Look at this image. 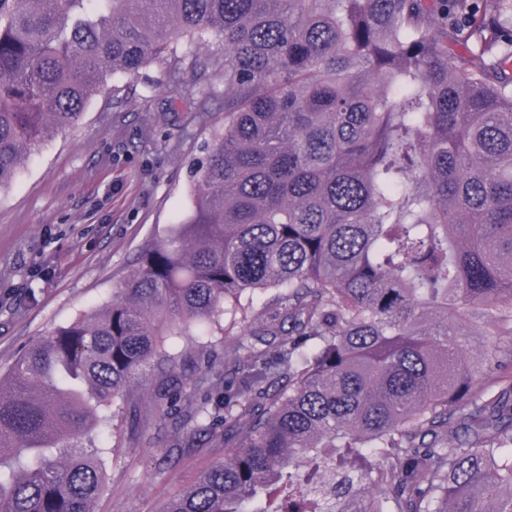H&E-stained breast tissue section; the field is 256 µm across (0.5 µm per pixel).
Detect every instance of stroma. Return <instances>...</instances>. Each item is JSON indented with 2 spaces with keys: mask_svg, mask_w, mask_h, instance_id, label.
<instances>
[{
  "mask_svg": "<svg viewBox=\"0 0 512 512\" xmlns=\"http://www.w3.org/2000/svg\"><path fill=\"white\" fill-rule=\"evenodd\" d=\"M121 102L104 90L79 124L26 159L0 190V372L21 351L79 313L111 301L140 252L183 218L190 168L224 126V78L159 65L137 81L115 76ZM249 328L173 340L182 354L175 380L191 386L204 359L230 357ZM136 425L152 436L107 452L96 512H164L228 454L208 437L174 465L156 460L175 441L158 408L143 402Z\"/></svg>",
  "mask_w": 512,
  "mask_h": 512,
  "instance_id": "obj_1",
  "label": "stroma"
}]
</instances>
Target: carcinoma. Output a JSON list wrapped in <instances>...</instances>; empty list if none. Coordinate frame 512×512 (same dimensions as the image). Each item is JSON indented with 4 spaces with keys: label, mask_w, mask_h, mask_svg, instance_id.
Returning a JSON list of instances; mask_svg holds the SVG:
<instances>
[{
    "label": "carcinoma",
    "mask_w": 512,
    "mask_h": 512,
    "mask_svg": "<svg viewBox=\"0 0 512 512\" xmlns=\"http://www.w3.org/2000/svg\"><path fill=\"white\" fill-rule=\"evenodd\" d=\"M511 33L512 0H0V189L109 77L213 43L224 76L187 216L0 376V512H94L132 381L220 318L261 327L155 398L234 453L165 512H512Z\"/></svg>",
    "instance_id": "obj_1"
}]
</instances>
